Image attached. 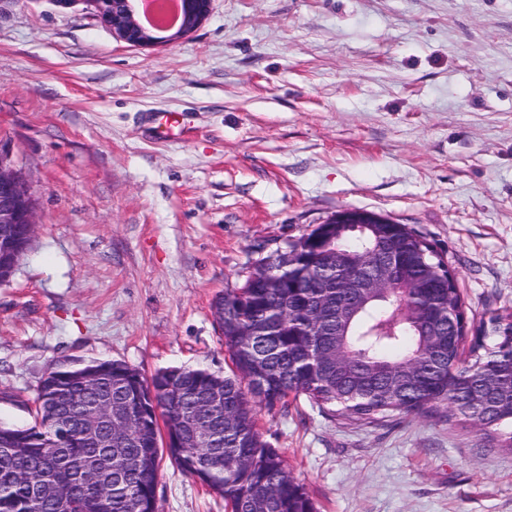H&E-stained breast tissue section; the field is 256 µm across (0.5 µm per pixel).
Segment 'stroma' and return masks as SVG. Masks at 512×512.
<instances>
[{
	"instance_id": "obj_1",
	"label": "stroma",
	"mask_w": 512,
	"mask_h": 512,
	"mask_svg": "<svg viewBox=\"0 0 512 512\" xmlns=\"http://www.w3.org/2000/svg\"><path fill=\"white\" fill-rule=\"evenodd\" d=\"M0 148L36 202L0 284V423L64 358L217 374L213 314L345 209L423 236L468 319L512 310V0H213L132 47L91 0H0ZM317 512H512V424L260 409ZM158 512H224L162 459ZM184 4L185 21L171 35V39L186 35L198 28L210 15L212 0H180Z\"/></svg>"
}]
</instances>
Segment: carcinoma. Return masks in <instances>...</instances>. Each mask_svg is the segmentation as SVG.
Listing matches in <instances>:
<instances>
[{"label":"carcinoma","mask_w":512,"mask_h":512,"mask_svg":"<svg viewBox=\"0 0 512 512\" xmlns=\"http://www.w3.org/2000/svg\"><path fill=\"white\" fill-rule=\"evenodd\" d=\"M259 262L215 302L232 375L166 369L145 377L120 361L68 359L43 376L29 426L0 425V512H157L163 455L224 500L227 512H317L284 453L261 439L257 408L303 395L334 415L371 422L448 405V419L486 430L512 421L508 314L477 325L438 253L405 224L358 235L318 224ZM385 277L363 288L367 272ZM221 404L213 406L215 396ZM125 416L84 437L86 415ZM210 439H195L196 418Z\"/></svg>","instance_id":"cac0c4a2"}]
</instances>
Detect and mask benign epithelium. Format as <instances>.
<instances>
[{"label": "benign epithelium", "instance_id": "obj_1", "mask_svg": "<svg viewBox=\"0 0 512 512\" xmlns=\"http://www.w3.org/2000/svg\"><path fill=\"white\" fill-rule=\"evenodd\" d=\"M101 24L112 30L119 39L133 46L157 43L154 30L137 18L136 0H92ZM184 4L185 21L171 35L181 37L198 28L210 15L212 0H180ZM35 200L22 174L15 169L10 153L0 149V262H8L16 253L18 226L24 225L34 233ZM343 224L349 231H361L366 224H383L385 220L364 210H344L328 220Z\"/></svg>", "mask_w": 512, "mask_h": 512}]
</instances>
